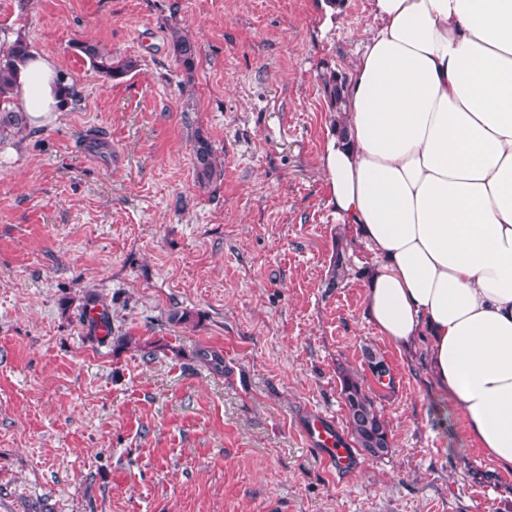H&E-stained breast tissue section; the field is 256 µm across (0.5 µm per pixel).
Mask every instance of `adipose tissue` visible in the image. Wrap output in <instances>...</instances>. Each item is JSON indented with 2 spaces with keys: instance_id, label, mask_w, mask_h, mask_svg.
Instances as JSON below:
<instances>
[{
  "instance_id": "adipose-tissue-1",
  "label": "adipose tissue",
  "mask_w": 512,
  "mask_h": 512,
  "mask_svg": "<svg viewBox=\"0 0 512 512\" xmlns=\"http://www.w3.org/2000/svg\"><path fill=\"white\" fill-rule=\"evenodd\" d=\"M374 24L321 156L328 203L372 253L364 317L429 339L441 419L512 472V0H372ZM19 105L60 111L68 81L31 53Z\"/></svg>"
}]
</instances>
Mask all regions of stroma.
Listing matches in <instances>:
<instances>
[{"instance_id":"stroma-1","label":"stroma","mask_w":512,"mask_h":512,"mask_svg":"<svg viewBox=\"0 0 512 512\" xmlns=\"http://www.w3.org/2000/svg\"><path fill=\"white\" fill-rule=\"evenodd\" d=\"M371 23L370 0H0V45L24 35L79 96L0 143V512H512V473L440 426L423 346L365 321L372 254L327 204L324 77ZM82 40L135 68L104 80ZM341 365L393 443L346 473L304 436L346 430ZM194 175L201 188L216 183L223 178L224 170L218 163L211 143L204 137H197L194 144Z\"/></svg>"}]
</instances>
